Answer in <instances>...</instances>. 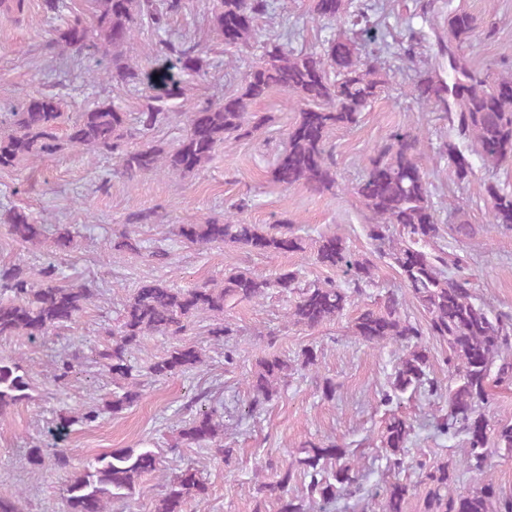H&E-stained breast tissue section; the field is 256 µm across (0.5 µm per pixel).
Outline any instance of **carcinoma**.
Returning <instances> with one entry per match:
<instances>
[{
    "label": "carcinoma",
    "instance_id": "cac0c4a2",
    "mask_svg": "<svg viewBox=\"0 0 512 512\" xmlns=\"http://www.w3.org/2000/svg\"><path fill=\"white\" fill-rule=\"evenodd\" d=\"M94 23L70 11L67 0H44L46 10L61 15L69 12L64 25L55 29L50 47L63 54L75 51L88 57L112 55V68L91 77L116 85L142 83L156 94L128 126L127 113L109 103H99L82 112L62 111L63 99L56 93L40 92L22 111L10 113L0 122V170L26 163L36 166L43 158L65 149L87 154H110L118 159L121 174L132 181L139 175L186 176L212 160L216 148L229 140L260 129L267 117L250 111L253 101L280 89L302 102L303 108L288 131V143L275 161L272 175L284 187L296 184L322 194L337 187L335 163L328 138L335 128L357 122L361 112L379 95L386 73L366 62L377 58L380 49L368 47L361 37L368 33L369 19L362 10L349 11L350 0H312V17L337 22L344 34L328 48L296 51L278 37L260 44L255 66L244 77L236 93L218 103L204 101L187 113V131L174 147L146 142L129 145L137 135L148 136L171 117L170 104L187 98L180 75L204 77L211 48L195 41L169 43L170 61L159 68L140 72L126 62L132 52L138 26L146 24L160 32L169 18L182 8V0H92ZM267 0H216L211 23L220 44L230 48L251 46L256 20L266 12ZM476 29L474 17L466 11L448 15V55L451 80L437 73H425L415 85L414 98L426 109L432 105L455 136L471 142L481 157L496 165L512 158V73L491 77L471 68L463 48L471 45ZM158 79H153V76ZM66 126L65 137L58 130ZM443 153L454 177L465 182L472 167L456 143L450 141ZM422 136L418 132H396L377 149L356 194L369 213L366 234L375 248L383 251L402 277L407 293L426 316L421 326L402 316L400 301L387 293L375 307L362 310L351 330L362 343L376 347L400 345L394 372L382 393L388 406L410 392L429 397L440 387L430 377L431 356L425 337L448 345V414L438 423L443 435L465 436L456 464L476 472L481 483L466 494L449 491L448 462L409 458L411 424L393 413L385 421L379 439L386 453L388 481L382 494L366 503L370 512H404L408 487L402 474L419 471L428 490L424 512H512V496H505L487 477L493 450L512 451V424L490 432L483 409L490 403V382L512 385V313H493L476 303L474 284L466 273L467 260L459 254L427 249L448 231L468 236V224H439L431 201L429 174L421 163ZM490 201V223L512 230V191L494 182L485 186ZM245 204L224 214V221L181 224L177 236L200 245L235 244L250 252L294 253L304 250L302 239L283 224L272 233L258 224H246L238 217ZM10 233L22 243L41 242L44 225L29 213L14 209L9 217ZM399 225V238L389 236V225ZM316 263L342 272L346 279L301 285L299 271L285 270L272 279L248 269L224 277V284H202L174 288L160 279L142 282L128 298L122 317L112 330V343L97 352V360L114 380L124 381L123 392L109 403L118 413L139 402L142 384L135 375L129 355L149 336H178L196 319L224 315V305L234 300H260L269 291L294 294L286 322L315 328L343 315L351 298L361 294L375 278L376 265L368 257L352 253L338 234L325 233L315 241ZM92 289L69 283L57 275L50 262L31 273L20 266H0V338L24 336L35 341L68 327L80 319L92 303ZM203 363L201 350L180 346L167 351L151 365V375L163 380L184 374ZM293 367L279 357L257 359L255 370L246 378L249 405L258 409L277 396L278 387ZM76 373L75 358L57 361L54 382L66 384ZM30 376L18 362L0 358V413L27 397ZM190 401L195 414L182 427L180 438L198 448H214L224 461L232 450L224 447L220 424L213 411ZM160 461L150 451L137 455L114 450L103 455L75 476L62 493V512H109L113 498L133 493L141 477L159 470ZM308 480L306 494L294 496L290 485L296 476ZM261 490L274 500L278 512H313V506L361 494V475L354 452L332 442L306 441L289 464L279 469ZM206 486L198 471L188 465L165 479L164 493L156 512H187L192 501L201 502Z\"/></svg>",
    "mask_w": 512,
    "mask_h": 512
}]
</instances>
